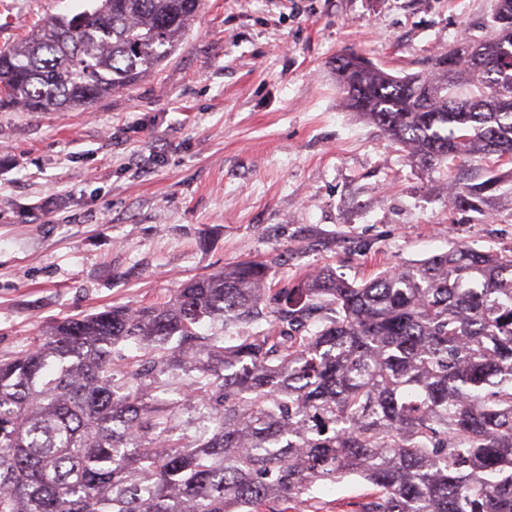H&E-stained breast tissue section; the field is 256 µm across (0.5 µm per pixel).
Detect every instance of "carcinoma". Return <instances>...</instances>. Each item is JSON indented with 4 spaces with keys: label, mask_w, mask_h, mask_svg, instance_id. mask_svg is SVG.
Masks as SVG:
<instances>
[{
    "label": "carcinoma",
    "mask_w": 512,
    "mask_h": 512,
    "mask_svg": "<svg viewBox=\"0 0 512 512\" xmlns=\"http://www.w3.org/2000/svg\"><path fill=\"white\" fill-rule=\"evenodd\" d=\"M199 2L53 17L0 48V105L91 108L161 66ZM480 46L405 77L353 51L342 99L422 168L512 155V0ZM499 188L451 205L485 215ZM269 269L239 262L0 356V512H290L348 475L371 487L358 512H512V248L453 245L360 284L322 269L276 293ZM250 315L267 327L199 332Z\"/></svg>",
    "instance_id": "obj_1"
}]
</instances>
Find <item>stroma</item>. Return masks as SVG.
Segmentation results:
<instances>
[{
    "label": "stroma",
    "mask_w": 512,
    "mask_h": 512,
    "mask_svg": "<svg viewBox=\"0 0 512 512\" xmlns=\"http://www.w3.org/2000/svg\"><path fill=\"white\" fill-rule=\"evenodd\" d=\"M496 0H201L154 73L86 111L0 108V356L67 317L167 302L246 260L285 290L465 245L512 247V183L488 216L449 199L512 160L426 170L349 112L335 63L429 73L482 39ZM85 0H0V48ZM56 200L44 210L46 197ZM369 486H318L304 512H355Z\"/></svg>",
    "instance_id": "1"
}]
</instances>
